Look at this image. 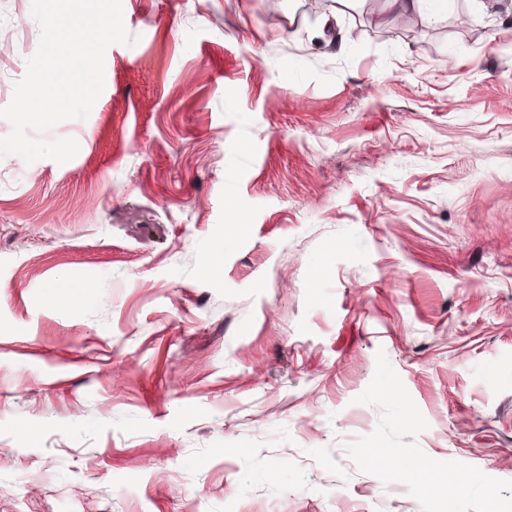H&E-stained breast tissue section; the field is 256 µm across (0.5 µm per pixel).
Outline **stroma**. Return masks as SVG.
I'll return each mask as SVG.
<instances>
[{"label": "stroma", "mask_w": 512, "mask_h": 512, "mask_svg": "<svg viewBox=\"0 0 512 512\" xmlns=\"http://www.w3.org/2000/svg\"><path fill=\"white\" fill-rule=\"evenodd\" d=\"M307 3L122 0L77 155L0 156V512H421L345 451L380 351L512 480V0Z\"/></svg>", "instance_id": "1"}]
</instances>
